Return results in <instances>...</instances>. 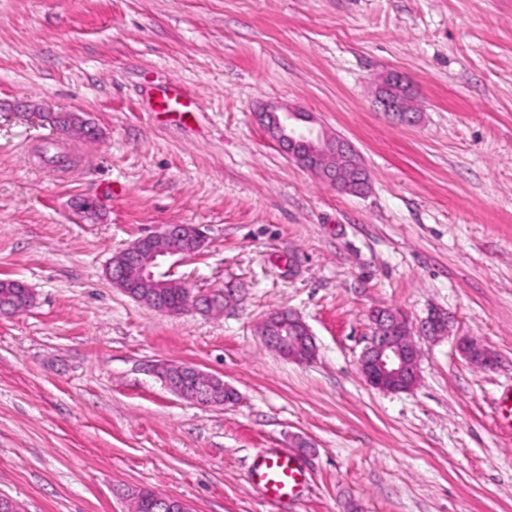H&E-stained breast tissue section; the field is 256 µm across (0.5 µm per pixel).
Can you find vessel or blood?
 Here are the masks:
<instances>
[{"mask_svg": "<svg viewBox=\"0 0 512 512\" xmlns=\"http://www.w3.org/2000/svg\"><path fill=\"white\" fill-rule=\"evenodd\" d=\"M196 108V101L189 99L176 85L168 87L158 102V109L162 112L188 113ZM249 475L273 501L291 497L306 481L304 472L291 456L264 450L255 455Z\"/></svg>", "mask_w": 512, "mask_h": 512, "instance_id": "1", "label": "vessel or blood"}]
</instances>
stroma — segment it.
Wrapping results in <instances>:
<instances>
[{"instance_id":"35a3bbf8","label":"stroma","mask_w":512,"mask_h":512,"mask_svg":"<svg viewBox=\"0 0 512 512\" xmlns=\"http://www.w3.org/2000/svg\"><path fill=\"white\" fill-rule=\"evenodd\" d=\"M401 74L417 118L382 112ZM178 83L186 117L152 109ZM288 104L346 139L370 177L337 191L255 118ZM40 112H75L93 140ZM64 148L63 165L40 145ZM95 202L85 217L81 201ZM164 224L208 241L161 270L222 312L168 315L106 274ZM35 296L0 314V495L25 512H131L148 488L192 512H512V0H0V280ZM417 327L420 382L369 387L371 311ZM300 316L315 358L258 326ZM467 336L494 369L463 357ZM221 377L236 401L174 395L152 364ZM272 449L305 471L269 502ZM288 327V334L282 332ZM260 336L268 347L289 360L307 363L316 352L315 341L308 325L298 316L280 311L269 316L259 327ZM249 475L273 501L290 498L306 481L305 473L287 453L264 450L253 458Z\"/></svg>"}]
</instances>
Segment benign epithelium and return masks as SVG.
Here are the masks:
<instances>
[{"label": "benign epithelium", "mask_w": 512, "mask_h": 512, "mask_svg": "<svg viewBox=\"0 0 512 512\" xmlns=\"http://www.w3.org/2000/svg\"><path fill=\"white\" fill-rule=\"evenodd\" d=\"M408 92V84L402 76L390 74L386 77L379 102L387 112H393L409 121V111L398 100L384 93L388 86ZM257 121L267 134L300 167L312 175L342 184L344 180L368 183L367 172L355 148L345 139L323 129L307 125L311 117L291 107L272 108L256 114ZM52 126L61 133L71 131L78 124V115L70 112L55 113ZM195 240L205 243L200 228L193 224H165L161 230L140 237L122 249L119 260L112 262L107 274L113 284L126 292L140 285L154 284L155 268L159 261L176 256L185 257L188 252L179 249L183 243ZM372 337L359 360V372L372 388L400 393L412 390L419 380L420 351L410 337L407 324L387 309L372 312ZM428 335L440 336L448 332V322L441 313L433 311L422 324ZM265 345L294 362L307 363L316 352L315 341L308 325L298 316L280 311L269 316L259 327ZM460 353L469 360H478L486 368L494 367L495 360L486 349L470 338L457 341ZM154 374L175 395L190 398L202 406H214L213 388L217 385L229 391L218 376H210L209 383L190 392L184 388L183 379L198 373V369L187 364L176 365L168 361L153 365Z\"/></svg>", "instance_id": "7a95c632"}]
</instances>
